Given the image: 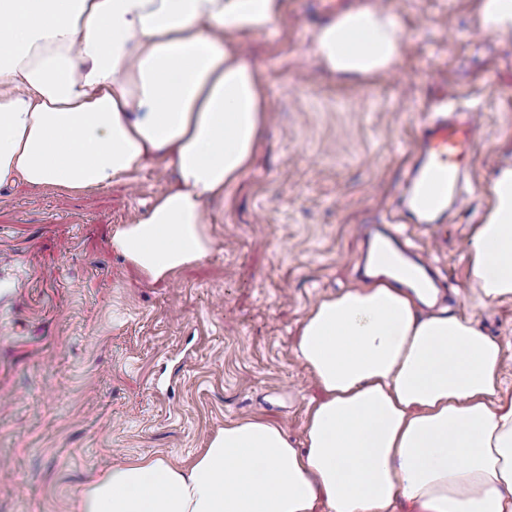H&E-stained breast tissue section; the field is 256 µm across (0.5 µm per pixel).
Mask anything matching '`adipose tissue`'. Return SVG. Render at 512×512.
Returning a JSON list of instances; mask_svg holds the SVG:
<instances>
[{
  "label": "adipose tissue",
  "mask_w": 512,
  "mask_h": 512,
  "mask_svg": "<svg viewBox=\"0 0 512 512\" xmlns=\"http://www.w3.org/2000/svg\"><path fill=\"white\" fill-rule=\"evenodd\" d=\"M289 0H0V186L72 193L153 161L176 179L112 248L152 280L211 252L203 205L250 168L267 121L243 43ZM332 75L370 77L403 49L396 15L364 0L319 26ZM466 252L482 306L512 298V164ZM372 284L318 301L294 351L323 396L302 445L260 417L225 422L190 466L124 460L78 512H512V400L501 345L472 317L427 309L421 289Z\"/></svg>",
  "instance_id": "obj_1"
}]
</instances>
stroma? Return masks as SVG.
Here are the masks:
<instances>
[{
  "instance_id": "obj_1",
  "label": "stroma",
  "mask_w": 512,
  "mask_h": 512,
  "mask_svg": "<svg viewBox=\"0 0 512 512\" xmlns=\"http://www.w3.org/2000/svg\"><path fill=\"white\" fill-rule=\"evenodd\" d=\"M357 2L289 0L287 22L251 39L268 122L251 167L208 208L211 253L167 281L110 243L172 184L162 163L80 196L0 187V512H76L112 465L187 464L232 418H270L300 442L319 391L294 354L297 328L322 297L370 284L381 226L430 260L438 305L500 343L512 398V300L473 307L464 257L486 186L512 160V39L478 27L476 0H387L397 63L340 79L312 35ZM444 98L480 129L459 202L422 230L400 195L424 115Z\"/></svg>"
}]
</instances>
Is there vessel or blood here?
I'll list each match as a JSON object with an SVG mask.
<instances>
[{"label": "vessel or blood", "instance_id": "obj_1", "mask_svg": "<svg viewBox=\"0 0 512 512\" xmlns=\"http://www.w3.org/2000/svg\"><path fill=\"white\" fill-rule=\"evenodd\" d=\"M476 129L474 113H433L414 154L404 201L408 213L425 220L447 210L461 174L469 168ZM398 247L394 232L386 229L373 241L374 256L381 262L389 261Z\"/></svg>", "mask_w": 512, "mask_h": 512}]
</instances>
